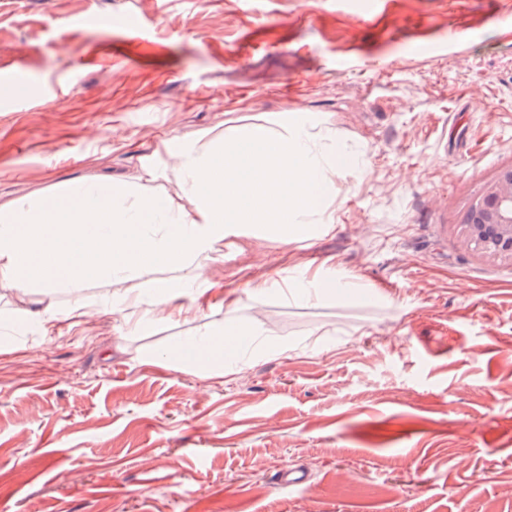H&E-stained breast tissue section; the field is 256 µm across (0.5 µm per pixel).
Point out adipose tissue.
Here are the masks:
<instances>
[{"label":"adipose tissue","mask_w":512,"mask_h":512,"mask_svg":"<svg viewBox=\"0 0 512 512\" xmlns=\"http://www.w3.org/2000/svg\"><path fill=\"white\" fill-rule=\"evenodd\" d=\"M162 160L159 166L143 162L134 182L84 180L0 204V297L49 332L84 304L78 298L65 311L51 301L40 307L35 289L76 290L91 280L118 284L162 265L173 277L153 281L148 295L131 294L113 305V313L124 324L141 325L223 311V322L176 340L161 362L201 374H236L239 366L224 339L242 333L234 315L244 296L218 295L209 276L224 257L225 241L257 228L279 241L328 233L336 173L358 164L337 146L325 122L304 113L229 127L207 141L186 137L165 148ZM162 174L175 182L177 194L154 189ZM271 292L315 303L348 299L359 286L341 281L329 264L307 279L280 283L254 276L246 296Z\"/></svg>","instance_id":"obj_1"}]
</instances>
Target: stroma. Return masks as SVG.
<instances>
[{"instance_id":"stroma-1","label":"stroma","mask_w":512,"mask_h":512,"mask_svg":"<svg viewBox=\"0 0 512 512\" xmlns=\"http://www.w3.org/2000/svg\"><path fill=\"white\" fill-rule=\"evenodd\" d=\"M283 112L360 168L329 233L211 278L332 263L360 295L245 301L243 370L204 379L155 362L194 322L103 310L141 279L46 336L1 301L0 512H512V267L457 238L512 163V0H0V204Z\"/></svg>"}]
</instances>
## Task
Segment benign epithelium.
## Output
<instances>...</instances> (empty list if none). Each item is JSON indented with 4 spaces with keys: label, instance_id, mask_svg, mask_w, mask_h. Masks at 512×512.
I'll return each instance as SVG.
<instances>
[{
    "label": "benign epithelium",
    "instance_id": "7a95c632",
    "mask_svg": "<svg viewBox=\"0 0 512 512\" xmlns=\"http://www.w3.org/2000/svg\"><path fill=\"white\" fill-rule=\"evenodd\" d=\"M458 238L481 260L512 266V163L500 167L468 200Z\"/></svg>",
    "mask_w": 512,
    "mask_h": 512
}]
</instances>
